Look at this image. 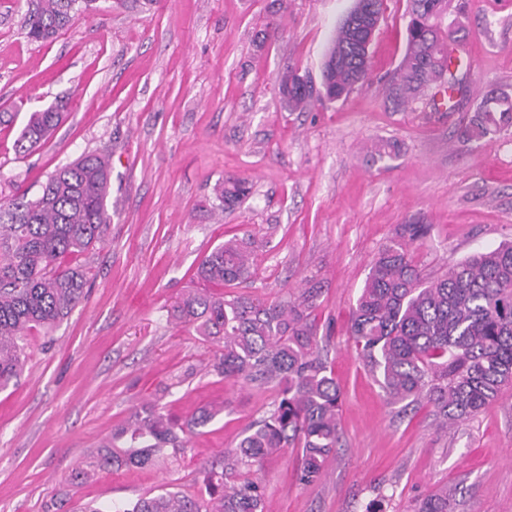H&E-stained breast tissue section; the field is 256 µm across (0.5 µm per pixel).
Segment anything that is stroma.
Returning a JSON list of instances; mask_svg holds the SVG:
<instances>
[{
	"label": "stroma",
	"instance_id": "1",
	"mask_svg": "<svg viewBox=\"0 0 512 512\" xmlns=\"http://www.w3.org/2000/svg\"><path fill=\"white\" fill-rule=\"evenodd\" d=\"M97 0L50 42L27 38L35 0H0V192H37L56 167L111 158L106 240L82 256L85 300L51 332L26 336L27 359L0 389V512L54 502L122 506L175 484L193 489L205 461L272 408L271 392L209 369L216 344L170 312L196 287L201 259L225 239L266 244L235 292L269 300L317 285L319 335L341 388V441L314 486L294 479L299 451L266 460L264 512H414L456 490L449 512H512V390L453 428L428 409L389 405L353 350L352 308L371 263L406 225L422 224L413 260L429 278L512 241V131L466 142L458 127L490 91L512 92V0H467L458 36L464 94L452 112L419 101L395 112L385 87L406 48V0H385L367 81L347 98L288 111L277 76L319 81L330 39L354 0ZM277 31L264 48L256 36ZM62 120L27 156L31 112ZM379 141L399 152L379 157ZM251 195L218 215L224 177ZM177 416L213 400L223 413L168 465L65 477L140 404Z\"/></svg>",
	"mask_w": 512,
	"mask_h": 512
}]
</instances>
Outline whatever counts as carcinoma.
I'll return each instance as SVG.
<instances>
[{"label":"carcinoma","instance_id":"1","mask_svg":"<svg viewBox=\"0 0 512 512\" xmlns=\"http://www.w3.org/2000/svg\"><path fill=\"white\" fill-rule=\"evenodd\" d=\"M95 0H37L24 19L27 37L54 39L78 10ZM404 57L388 80L386 100L404 111L457 82L451 71L444 25L451 0H407ZM384 0H355L351 22L329 43L322 90L288 70L279 93L291 112L314 101L348 96L369 73L373 25ZM52 108L30 114L16 147L32 153L56 128ZM512 129V93H487L461 124L459 138L480 141ZM108 159L84 154L56 168L33 197H0V388L22 371V337L49 331L81 304L86 271L78 256L103 243L111 217L106 197ZM250 192L246 181L226 178L215 188L214 211L239 206ZM424 225L409 224V237L383 248L371 266L350 317L355 352L392 404L424 402L442 428L479 413L512 385V242L474 254L434 280L423 277L411 247ZM253 235L232 237L204 256L197 268L201 288L187 290L173 306L177 323L219 344L211 370L273 393L270 415L236 447L203 466L196 493L174 487L137 499L116 512H264V490L252 469L281 448L300 449L295 479L302 486L322 481L325 463L339 444L340 386L326 357L313 313L321 289H302L294 299L269 301L226 295L224 287L251 276ZM223 407L204 406L179 420L157 402L135 408L112 430V440L73 468L67 481L79 485L103 472L151 467L185 450L187 437L201 433ZM448 488L425 497L418 512H448Z\"/></svg>","mask_w":512,"mask_h":512}]
</instances>
